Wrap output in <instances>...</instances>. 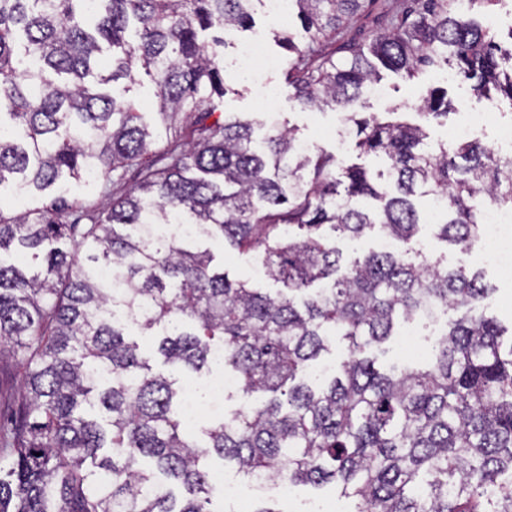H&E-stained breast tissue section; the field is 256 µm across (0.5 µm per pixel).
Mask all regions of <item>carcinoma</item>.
I'll return each instance as SVG.
<instances>
[{"label": "carcinoma", "mask_w": 512, "mask_h": 512, "mask_svg": "<svg viewBox=\"0 0 512 512\" xmlns=\"http://www.w3.org/2000/svg\"><path fill=\"white\" fill-rule=\"evenodd\" d=\"M263 0H0V187L44 192L65 177L99 173L139 181L98 206L53 199L6 215L0 206V367L26 365L24 387L0 425V512H215L209 461L249 481L334 483L356 512H512V328L474 312L481 273L450 270L415 248L421 218L411 197L437 195L438 237L463 250L480 237L475 202L512 209V155L476 141L453 154L424 127L367 111L379 69L415 78L453 70L479 96L512 101V50L489 17L500 0H416L407 16L318 53L370 0H288L305 43L274 33L286 78L304 106L347 111L361 153L389 160L391 182L330 155L303 152L293 130L252 146L253 123L212 119L227 93L217 48L199 33L241 31ZM155 84L156 115L172 133L152 151L139 103L108 86ZM421 114L448 117L431 90ZM358 197L382 202L378 210ZM180 214L196 236L262 258L271 295L214 265L207 248L148 234ZM380 226L403 249L342 268L334 235ZM304 230L297 238L292 229ZM110 266L118 280L98 270ZM458 313L426 368L383 373L365 352L425 305ZM156 337L163 364L189 377L223 352L260 406L187 431L179 379L155 372L128 329ZM351 357L321 389L302 380L329 350Z\"/></svg>", "instance_id": "1"}]
</instances>
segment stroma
Wrapping results in <instances>:
<instances>
[{
	"label": "stroma",
	"instance_id": "stroma-1",
	"mask_svg": "<svg viewBox=\"0 0 512 512\" xmlns=\"http://www.w3.org/2000/svg\"><path fill=\"white\" fill-rule=\"evenodd\" d=\"M410 0H374L368 11L348 19L336 35L324 41V53H331L347 40L368 43L376 19H389L401 14ZM248 34L241 32L232 35V45L224 49V81L230 91L224 97L214 98L215 114L252 121L255 138H262L269 125L276 124L292 128L299 140L309 142L314 150L322 151L347 164L360 165L370 172L382 170L383 163L372 155L358 154L350 139L340 137V114L331 108L313 109L302 107L294 97V89L285 80L282 69L268 71L265 75L267 86L273 90L276 105L273 111L262 106L249 73L233 65L234 46L247 40ZM379 87L380 100L374 103L375 112L383 113L393 107H400L402 117L416 124H426L432 143L454 147L452 132L464 122L469 113L481 112L485 118L473 127L472 136L486 144H494L502 128L512 125V105L498 95L480 97L470 86L461 80H445L442 72L426 70L411 80L388 70H381ZM434 88L445 89L452 104V111L445 123L426 122L419 114L417 106L423 96ZM99 184H88L69 179L41 193L17 194L11 187L0 188V204L19 209H33L53 197L78 200L86 204H98L101 200ZM420 245L424 253L451 269H482L484 281L491 289L490 294L475 303L477 311L495 317L503 325L512 324V273L483 263L478 250L464 251L448 245L438 237L437 226L421 225ZM278 502L284 512H304L315 506L326 508L327 512H353L355 502L343 496L338 488L327 485L316 489L310 486L291 487L287 496L279 497Z\"/></svg>",
	"mask_w": 512,
	"mask_h": 512
}]
</instances>
